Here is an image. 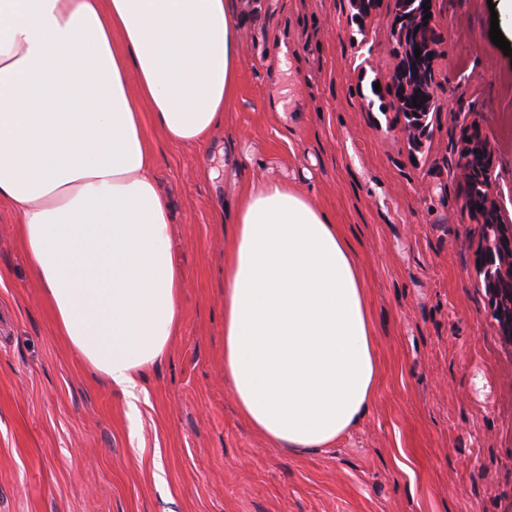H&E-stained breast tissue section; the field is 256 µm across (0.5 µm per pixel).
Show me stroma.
<instances>
[{
	"label": "stroma",
	"mask_w": 512,
	"mask_h": 512,
	"mask_svg": "<svg viewBox=\"0 0 512 512\" xmlns=\"http://www.w3.org/2000/svg\"><path fill=\"white\" fill-rule=\"evenodd\" d=\"M240 80L201 147L142 135L172 205L180 329L139 415L58 336L0 202V512H512V341L476 254L455 169L469 114L512 213V43L504 0H445L440 111L413 151L396 105L393 0H237ZM374 64L361 68L364 58ZM310 198L352 240L381 365L375 402L336 447L296 455L241 416L224 379V257L250 181Z\"/></svg>",
	"instance_id": "35a3bbf8"
}]
</instances>
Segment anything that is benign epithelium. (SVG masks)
I'll return each mask as SVG.
<instances>
[{
    "mask_svg": "<svg viewBox=\"0 0 512 512\" xmlns=\"http://www.w3.org/2000/svg\"><path fill=\"white\" fill-rule=\"evenodd\" d=\"M428 3L430 10L422 8ZM443 0H394L399 27L400 65L395 75L396 101L406 120L408 137L422 144L435 108L434 59L436 22ZM431 18H426V13ZM421 55L415 56V48ZM456 171L467 185L465 207L486 231L477 262L501 334L512 340V216L492 191L494 154L477 121L466 126L458 149Z\"/></svg>",
    "mask_w": 512,
    "mask_h": 512,
    "instance_id": "1",
    "label": "benign epithelium"
}]
</instances>
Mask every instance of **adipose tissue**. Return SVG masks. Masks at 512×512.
Here are the masks:
<instances>
[{
    "instance_id": "ef3b65f1",
    "label": "adipose tissue",
    "mask_w": 512,
    "mask_h": 512,
    "mask_svg": "<svg viewBox=\"0 0 512 512\" xmlns=\"http://www.w3.org/2000/svg\"><path fill=\"white\" fill-rule=\"evenodd\" d=\"M233 0H0V201L56 328L130 415L179 329L171 204L141 132L204 143L233 97ZM224 262V378L294 453L335 447L380 364L352 241L271 178L246 185Z\"/></svg>"
}]
</instances>
